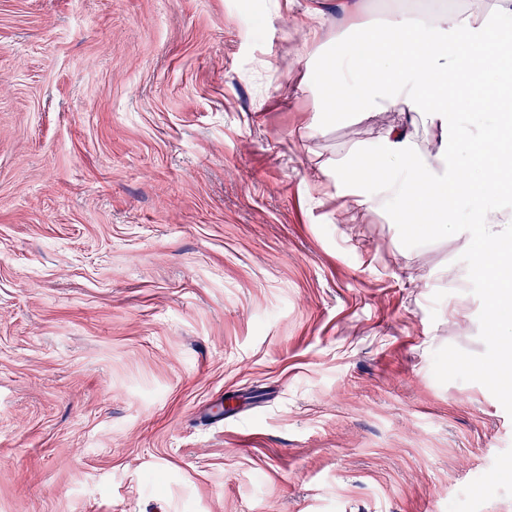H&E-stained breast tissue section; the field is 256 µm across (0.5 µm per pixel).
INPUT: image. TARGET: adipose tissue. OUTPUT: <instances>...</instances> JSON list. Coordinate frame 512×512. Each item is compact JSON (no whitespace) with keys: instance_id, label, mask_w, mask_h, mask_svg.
Returning <instances> with one entry per match:
<instances>
[{"instance_id":"obj_1","label":"adipose tissue","mask_w":512,"mask_h":512,"mask_svg":"<svg viewBox=\"0 0 512 512\" xmlns=\"http://www.w3.org/2000/svg\"><path fill=\"white\" fill-rule=\"evenodd\" d=\"M347 26L323 36V12L308 9L314 24L306 42L335 58L322 80H307L324 112L350 105L368 118L396 113L378 129L374 144L391 170L373 173L364 159L320 164L335 169L336 189L362 184L355 204L379 211L404 204L422 213L441 235L454 233L455 199L469 206L473 275L486 281L496 300L489 311L501 335L512 334V0H455L452 8L421 15L401 7L374 20L365 0H336ZM497 69H490V61ZM495 118L493 131L471 116ZM428 117L444 132L437 147L415 142L416 120Z\"/></svg>"}]
</instances>
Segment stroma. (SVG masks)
<instances>
[{"label": "stroma", "mask_w": 512, "mask_h": 512, "mask_svg": "<svg viewBox=\"0 0 512 512\" xmlns=\"http://www.w3.org/2000/svg\"><path fill=\"white\" fill-rule=\"evenodd\" d=\"M310 3L0 0V512H512L469 212L316 189L393 115L324 122Z\"/></svg>", "instance_id": "1"}]
</instances>
